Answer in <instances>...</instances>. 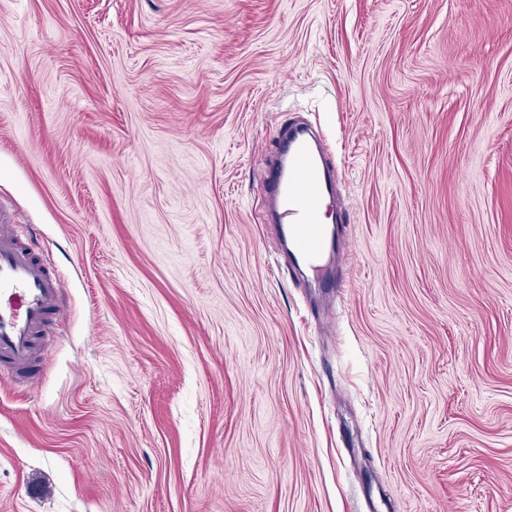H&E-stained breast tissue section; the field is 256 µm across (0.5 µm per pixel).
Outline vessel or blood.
<instances>
[{
	"mask_svg": "<svg viewBox=\"0 0 512 512\" xmlns=\"http://www.w3.org/2000/svg\"><path fill=\"white\" fill-rule=\"evenodd\" d=\"M286 142L271 186L277 221L288 226L296 255L316 269L335 203L325 191L319 150L307 131L294 129ZM61 288L60 276L15 235L12 225L0 223V361L6 366L41 367L47 329L63 312Z\"/></svg>",
	"mask_w": 512,
	"mask_h": 512,
	"instance_id": "b4317fda",
	"label": "vessel or blood"
}]
</instances>
